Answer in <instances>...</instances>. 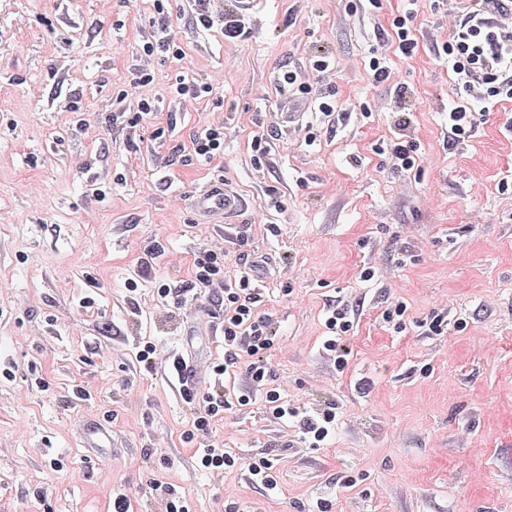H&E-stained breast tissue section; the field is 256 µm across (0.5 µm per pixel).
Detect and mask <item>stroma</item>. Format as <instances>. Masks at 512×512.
Listing matches in <instances>:
<instances>
[{"label": "stroma", "instance_id": "obj_1", "mask_svg": "<svg viewBox=\"0 0 512 512\" xmlns=\"http://www.w3.org/2000/svg\"><path fill=\"white\" fill-rule=\"evenodd\" d=\"M407 11L410 59L389 30ZM196 12L192 0H0V512H110L114 490L133 512H167L149 494L157 480L195 512H224L228 493L243 512H306L324 485L329 512H512V100L449 142L457 98L437 50L455 0H263L235 42L197 27ZM163 15L181 53L145 56ZM317 52L333 70L311 68ZM375 54L406 98L363 81ZM136 68L163 103L184 76L215 90L139 123L136 103L117 101ZM288 69L334 94L337 112L313 108L280 130ZM398 112L419 143L407 171L380 151ZM213 122L224 154L206 164L191 137ZM219 177L248 207L200 226L193 194ZM203 246L225 249L230 274L272 256L258 312L278 331L274 382L294 403L340 411L322 448L286 449L291 429L259 401L214 422L212 438L244 457L282 447L272 498L239 470L214 486L186 439L191 408L164 375L134 370L146 336L161 356L193 360L209 387L221 310L202 293L173 308L150 286L190 287ZM131 278L144 283L133 294ZM339 298L359 303L342 371L320 350ZM398 303V324L385 323ZM440 314L446 333L428 334ZM84 416L110 425L118 447H81Z\"/></svg>", "mask_w": 512, "mask_h": 512}]
</instances>
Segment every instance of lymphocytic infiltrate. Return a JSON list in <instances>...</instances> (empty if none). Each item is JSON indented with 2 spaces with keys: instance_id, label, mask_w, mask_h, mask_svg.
Listing matches in <instances>:
<instances>
[{
  "instance_id": "lymphocytic-infiltrate-1",
  "label": "lymphocytic infiltrate",
  "mask_w": 512,
  "mask_h": 512,
  "mask_svg": "<svg viewBox=\"0 0 512 512\" xmlns=\"http://www.w3.org/2000/svg\"><path fill=\"white\" fill-rule=\"evenodd\" d=\"M441 59L454 77L458 102L448 112V138L471 137L475 115L491 111L499 102L512 99V0H458V21L441 46ZM195 286L211 291L224 310V360L212 368L209 391L180 386L182 400L195 408L189 439L200 440L196 464L216 485H223L226 472L246 469L251 483L267 496L278 492L275 465L279 449L265 456L244 460L210 436L211 424L232 406L246 407L262 400L281 423L294 427L300 443L320 448L336 436L340 413L336 404L321 406L291 404L285 392L271 387L267 354L277 339L269 317L257 307L266 291L245 271L234 276L224 272V253L201 249L193 261ZM354 308L349 300L330 304L325 319L327 330L321 349L333 355L338 368H345L346 336L353 326ZM243 371L246 389L233 392L226 386L228 375Z\"/></svg>"
}]
</instances>
